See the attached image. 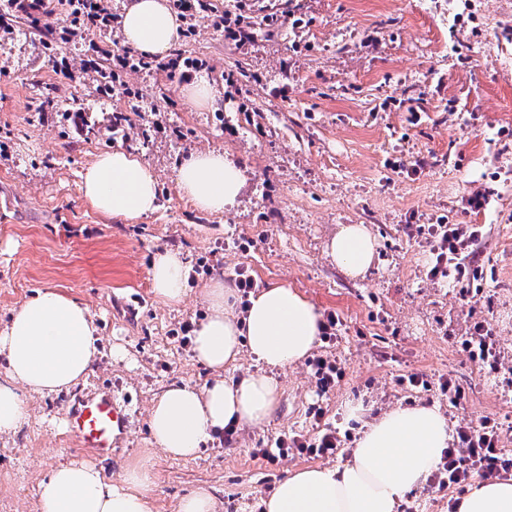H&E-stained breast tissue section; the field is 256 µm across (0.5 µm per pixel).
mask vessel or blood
I'll return each mask as SVG.
<instances>
[{"label":"vessel or blood","instance_id":"b4317fda","mask_svg":"<svg viewBox=\"0 0 512 512\" xmlns=\"http://www.w3.org/2000/svg\"><path fill=\"white\" fill-rule=\"evenodd\" d=\"M70 433L81 447L97 458L108 460L117 452V443L130 428L126 403L109 393L75 401L66 410Z\"/></svg>","mask_w":512,"mask_h":512}]
</instances>
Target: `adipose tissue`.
Returning a JSON list of instances; mask_svg holds the SVG:
<instances>
[{
	"mask_svg": "<svg viewBox=\"0 0 512 512\" xmlns=\"http://www.w3.org/2000/svg\"><path fill=\"white\" fill-rule=\"evenodd\" d=\"M122 28L126 46L151 55L173 47L181 31L167 0H132ZM242 186L241 169L220 152L190 155L177 172L181 196L209 213L223 212ZM81 189L107 215L132 219L156 208L152 169L124 149L97 156L82 175ZM375 248L373 235L361 224L340 225L327 246L332 260L353 278L369 268ZM149 274L165 303L184 300L180 253L156 255ZM232 296L230 288L215 282L208 291L210 315L194 331L195 358L214 372L213 382L200 388L171 384L151 410V435L170 457H194L227 424L268 421L278 396L273 378L251 374L233 381L222 376L242 352L283 369L303 361L319 336L320 314L295 288L267 284L251 294L241 318L233 313ZM97 352V329L86 305L52 288L28 298L0 332V355L8 363V379L0 382V434L26 420L25 393L48 395L77 384ZM448 440V419L437 406L394 408L366 422L346 463L287 474L264 500V512H398L406 496L425 484ZM151 485L146 462L115 482L95 465L69 461L53 467L38 491L42 512H151ZM458 499V512H512V480L475 484Z\"/></svg>",
	"mask_w": 512,
	"mask_h": 512,
	"instance_id": "adipose-tissue-1",
	"label": "adipose tissue"
}]
</instances>
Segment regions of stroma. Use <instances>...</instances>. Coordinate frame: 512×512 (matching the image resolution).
<instances>
[{
	"mask_svg": "<svg viewBox=\"0 0 512 512\" xmlns=\"http://www.w3.org/2000/svg\"><path fill=\"white\" fill-rule=\"evenodd\" d=\"M242 17L255 25L245 48L204 20L174 45L202 63L189 79L127 74L164 111L163 133L136 115L113 129L112 112L127 99L55 75L52 58L80 65L81 46L45 47L23 18L0 37V145L8 150L0 159V329L34 291L53 288L89 307L100 337L86 381L28 395V421L0 434V512H39L38 484L50 467L96 461L69 434L65 411L77 396L108 391L127 399L132 427L115 458L96 462L116 481L149 462L151 512H176L198 487L212 490L219 512H263L277 482L314 460L268 461L254 449L284 434L313 436L324 422L357 430L356 404L370 420L426 403L425 393L399 385L410 373L458 380L466 403H439L449 427L495 418L512 453V382L486 377L460 348L471 325L488 321L512 367V0H245ZM201 78L211 99L200 105L190 85ZM69 110L81 111L78 122L64 119ZM116 148L155 173L153 213L112 217L83 198L84 169ZM211 149L245 174L221 214L198 210L176 184L184 156ZM486 188L489 204L471 208L469 198ZM439 222L482 225L476 253L487 296L465 299L427 280L429 251L416 227ZM341 224L365 225L376 239L374 260L356 279L327 253ZM165 250L189 269L177 306L154 293L148 275ZM243 266L259 285L288 284L318 312H336L335 341L314 352L335 356L344 375L321 396L307 362L275 370L280 397L268 422L239 428L231 447L215 440L193 459H171L150 433L152 403L172 382L212 381L182 344L181 327L202 321L208 288L232 286ZM137 297L144 306L128 312ZM316 402L319 422L308 413Z\"/></svg>",
	"mask_w": 512,
	"mask_h": 512,
	"instance_id": "35a3bbf8",
	"label": "stroma"
}]
</instances>
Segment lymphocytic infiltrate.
Wrapping results in <instances>:
<instances>
[{"instance_id":"1","label":"lymphocytic infiltrate","mask_w":512,"mask_h":512,"mask_svg":"<svg viewBox=\"0 0 512 512\" xmlns=\"http://www.w3.org/2000/svg\"><path fill=\"white\" fill-rule=\"evenodd\" d=\"M187 25L208 19L214 29L223 31L225 39L245 44L253 34L249 26L231 28L228 14L218 9L212 0H173ZM24 17L32 23L43 24L47 39L85 44L89 56L85 69H95L97 57H107L109 69L99 72L96 90L104 97L122 95L141 99L140 91L132 89L124 79L125 73L142 70L174 71L194 68L192 60L180 58L159 59L135 54L124 47L109 48L100 45V38H111L116 17L109 0H0V22L6 16ZM482 235L477 224H431L427 227V243L431 262L427 276L433 281H444L457 288L461 296L482 294L483 272L477 262L475 246ZM460 347L468 359L477 363L484 374L495 377L504 368V357L490 323L477 322L470 336ZM503 428L495 419L485 416L475 422L458 426L453 440L444 450L441 461L429 478V485L443 489L474 481L497 479L512 473V456L502 446ZM342 441L336 428L326 427L314 436L283 435L274 447L255 449V456L275 460L299 455L332 458L341 450Z\"/></svg>"}]
</instances>
